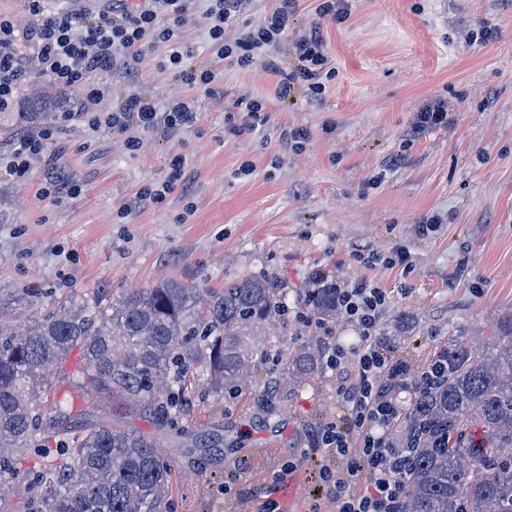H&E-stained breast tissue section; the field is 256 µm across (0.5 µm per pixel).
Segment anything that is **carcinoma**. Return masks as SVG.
I'll use <instances>...</instances> for the list:
<instances>
[{
	"mask_svg": "<svg viewBox=\"0 0 512 512\" xmlns=\"http://www.w3.org/2000/svg\"><path fill=\"white\" fill-rule=\"evenodd\" d=\"M78 102L73 91L44 111ZM43 295L33 286L6 300L0 293V482L25 492L12 512H176L174 468L157 436L115 426V407L149 410L179 432L195 374H206L217 396L236 394L267 358L255 337L280 312L279 289L253 275L222 288L163 280L116 297L99 288L19 326L5 319ZM309 302L318 318H335L336 282ZM75 349L70 387L92 403L50 402L52 379L66 375ZM317 363L301 348L278 354L274 366L297 384ZM395 428L394 443L409 449L402 512H512V323L491 346L448 340L419 373Z\"/></svg>",
	"mask_w": 512,
	"mask_h": 512,
	"instance_id": "1",
	"label": "carcinoma"
}]
</instances>
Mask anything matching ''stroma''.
<instances>
[{
    "mask_svg": "<svg viewBox=\"0 0 512 512\" xmlns=\"http://www.w3.org/2000/svg\"><path fill=\"white\" fill-rule=\"evenodd\" d=\"M315 7L299 0L289 36L324 30L334 74L317 106L299 88L276 100L279 77L264 60L243 69L218 62L197 0L172 28L188 66L219 70L213 91L182 82L161 41L136 63L137 84L121 64L89 74L101 90L92 112L121 107L136 90L161 104L192 100L194 124L175 135L140 131L134 151L111 130L92 134L43 111V96L61 88L30 73L0 112V149L42 131L48 138L25 181L0 174V286L48 289L50 309L96 288L129 292L161 279L220 288L263 275L287 289L292 313L264 346L321 355L356 336L353 325L312 320L311 277L322 271L387 289L381 330L414 370L449 337L494 342L512 321V0H350L340 25ZM485 26L494 39L471 41ZM258 96L271 100L265 127L229 131L237 101ZM435 101L447 123L413 132L417 112ZM293 127L311 133L303 150L280 142ZM246 164L252 175H241ZM433 215L440 229L421 234ZM397 244L408 268L353 259ZM266 394L261 376L222 398L197 379L187 423L219 435L221 453L200 468L196 448L162 443L177 512H259L269 477L289 462L302 476L298 512H333L319 491L326 456L313 439L342 413L335 376L322 368L283 385L273 416Z\"/></svg>",
    "mask_w": 512,
    "mask_h": 512,
    "instance_id": "35a3bbf8",
    "label": "stroma"
}]
</instances>
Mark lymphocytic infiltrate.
<instances>
[{"mask_svg": "<svg viewBox=\"0 0 512 512\" xmlns=\"http://www.w3.org/2000/svg\"><path fill=\"white\" fill-rule=\"evenodd\" d=\"M109 9L89 18L72 10H52L44 0H28L33 25L18 28L0 17V112L9 108L29 67L59 86L85 80L94 70L106 69L118 60L133 62L155 42L171 43L169 61L191 86L212 89L217 72L211 68L189 69L185 52L174 45V32L161 27L162 17L180 18L193 0H108ZM251 0H207L211 47L218 60L245 67L268 56L271 49L290 42L294 65L277 88L288 97L302 86L311 101H318L331 78L325 39L320 27H312L289 39L288 27L297 0H278L264 21L238 42L224 41V31ZM196 120L192 101L176 98L158 105L153 98L130 94L114 111L88 117L91 132L101 128L124 135L129 149H136L132 130H162L174 135ZM390 303L386 289L367 280H345L336 285V314L352 324L358 343L348 348L334 344L326 366L337 376L336 393L344 419L331 423L317 437L319 447L331 458L321 466L319 478L336 512H400L403 486L401 457L392 448L388 432L397 417L395 400L387 392L392 356L378 346L380 324Z\"/></svg>", "mask_w": 512, "mask_h": 512, "instance_id": "1", "label": "lymphocytic infiltrate"}]
</instances>
